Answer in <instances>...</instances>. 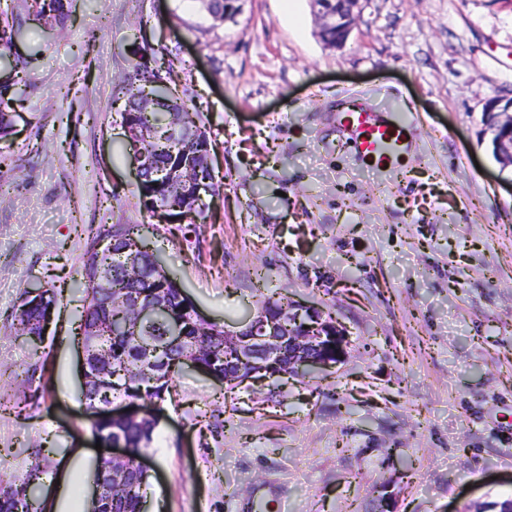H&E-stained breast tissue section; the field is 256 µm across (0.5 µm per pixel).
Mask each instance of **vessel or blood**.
<instances>
[{
  "label": "vessel or blood",
  "instance_id": "1",
  "mask_svg": "<svg viewBox=\"0 0 512 512\" xmlns=\"http://www.w3.org/2000/svg\"><path fill=\"white\" fill-rule=\"evenodd\" d=\"M339 126L357 158L380 170L403 162L412 145L416 120L409 113L380 110L367 97L355 95L340 109Z\"/></svg>",
  "mask_w": 512,
  "mask_h": 512
}]
</instances>
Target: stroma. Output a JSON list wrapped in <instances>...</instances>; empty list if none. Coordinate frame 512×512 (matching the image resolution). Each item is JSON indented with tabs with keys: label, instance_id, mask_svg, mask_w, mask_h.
Masks as SVG:
<instances>
[{
	"label": "stroma",
	"instance_id": "obj_1",
	"mask_svg": "<svg viewBox=\"0 0 512 512\" xmlns=\"http://www.w3.org/2000/svg\"><path fill=\"white\" fill-rule=\"evenodd\" d=\"M139 2L72 0L49 31L30 0H0L21 27L0 45V92L21 103L0 143V473L42 453L35 498L67 476L56 512H80L98 452L71 284L98 225L142 224L206 321L238 329L263 273L348 332L327 376L274 392L184 371L146 455L147 512H249L256 494L288 512H498L512 497V169L484 109L512 97V0H361L340 49L310 0H245L226 23L197 0ZM151 52L193 92L224 184L182 235L141 207L121 151L115 87ZM357 92L416 117L403 165L373 171L342 145L337 110ZM38 281L59 296L32 407L14 309Z\"/></svg>",
	"mask_w": 512,
	"mask_h": 512
}]
</instances>
